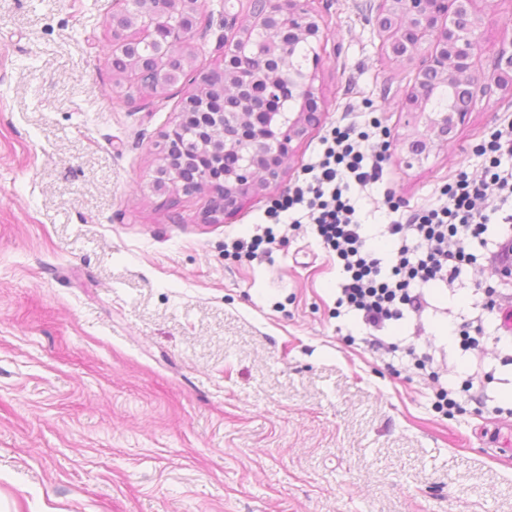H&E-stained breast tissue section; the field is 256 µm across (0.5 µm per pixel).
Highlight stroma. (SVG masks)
Returning a JSON list of instances; mask_svg holds the SVG:
<instances>
[{
	"label": "stroma",
	"instance_id": "obj_1",
	"mask_svg": "<svg viewBox=\"0 0 512 512\" xmlns=\"http://www.w3.org/2000/svg\"><path fill=\"white\" fill-rule=\"evenodd\" d=\"M378 3L314 0L326 42L304 69L325 112L287 180L334 127L381 119L383 179L352 201L388 255L385 189L407 215L459 172L484 178L478 147L512 123V94L478 99L447 147L405 166L402 136L425 132L405 107L419 60L383 50ZM249 6L203 0L192 68L219 63L225 13ZM116 9L0 0V512H512V279L488 261L512 226L491 214L475 263L372 348L337 308L335 253L308 225H270L281 188L220 224L203 219L210 192L155 188L190 85L118 97ZM267 226L264 252L225 254ZM480 284L503 312L468 349L444 329L478 316ZM441 381L470 387L457 410L436 409Z\"/></svg>",
	"mask_w": 512,
	"mask_h": 512
}]
</instances>
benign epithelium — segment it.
Wrapping results in <instances>:
<instances>
[{
  "label": "benign epithelium",
  "mask_w": 512,
  "mask_h": 512,
  "mask_svg": "<svg viewBox=\"0 0 512 512\" xmlns=\"http://www.w3.org/2000/svg\"><path fill=\"white\" fill-rule=\"evenodd\" d=\"M475 0H381L376 12L379 36L388 43L396 57L410 56L423 51L422 65L415 78L413 93L407 95L406 108L414 122H424L429 137L423 139L426 147L441 149L448 145L456 124L464 121L466 113L445 114L449 121L439 117L432 122L426 112L425 101L428 89L424 86V75L435 71L443 76L448 87L457 83H471L476 96L483 97L493 89L512 90V39L502 44L492 55L488 68H483L481 32L473 30L459 34L455 20L458 16L472 15L481 18L473 8ZM200 14L197 0H123V7L112 14V53H123L130 44L143 42L157 45L154 67L160 81L178 79V72L170 69L166 56L175 47L192 50L193 36ZM284 15L291 21L290 28L303 34L309 41L321 43L325 34L317 15L309 8L308 0H269L263 10L249 14L248 26L262 32L271 27L275 15ZM238 16L224 13V28L231 35L224 36L223 60H242L262 57L260 47L238 33ZM316 74L291 68L273 86L271 95H279L288 88L291 97L300 100L299 110L288 113V122H280L274 113H264V135L261 144L255 146L237 174L233 175L236 190L227 188L205 177L201 182L190 183L179 177L169 166L170 156L182 155L185 162L201 163L224 153V121L229 114L214 112L210 123L205 125L196 141L179 140L173 124L164 134L163 164L157 170V184L167 185L192 194L202 189L211 192L218 205L207 210L205 220L219 221V216L239 208L241 200L248 195L278 183L285 172L287 160L294 156L292 143L305 136L309 127L319 120L318 104L313 92Z\"/></svg>",
  "instance_id": "benign-epithelium-1"
}]
</instances>
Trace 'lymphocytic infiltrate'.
Segmentation results:
<instances>
[{
  "label": "lymphocytic infiltrate",
  "instance_id": "lymphocytic-infiltrate-1",
  "mask_svg": "<svg viewBox=\"0 0 512 512\" xmlns=\"http://www.w3.org/2000/svg\"><path fill=\"white\" fill-rule=\"evenodd\" d=\"M322 146L317 160L308 165L303 184L269 207L267 216L278 222L304 208L313 233L335 252L342 269L337 305L357 313L375 333L405 313L422 309L420 286L455 281L468 258V244L485 232L495 208L488 183L497 185L501 198L512 197V170L502 169L500 162L501 155L512 156L511 123L494 130L481 147L489 157V182L458 174L443 188L440 206L416 209L403 221L391 220L387 235L397 249L386 267L362 233L349 192L380 180L390 148L388 129L377 120L367 131L338 127Z\"/></svg>",
  "mask_w": 512,
  "mask_h": 512
}]
</instances>
